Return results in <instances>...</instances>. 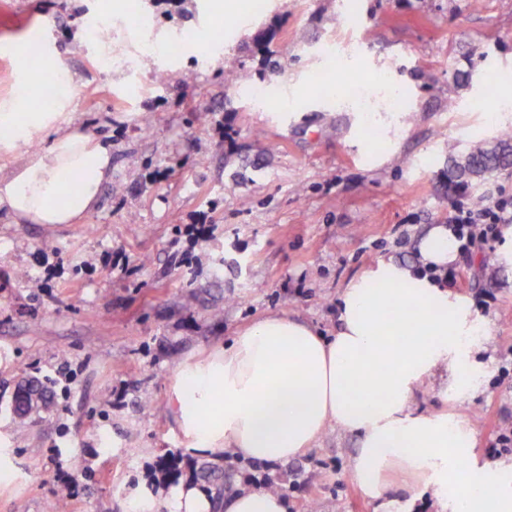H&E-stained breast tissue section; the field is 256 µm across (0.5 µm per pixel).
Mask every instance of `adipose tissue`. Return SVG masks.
Returning a JSON list of instances; mask_svg holds the SVG:
<instances>
[{
	"instance_id": "obj_1",
	"label": "adipose tissue",
	"mask_w": 512,
	"mask_h": 512,
	"mask_svg": "<svg viewBox=\"0 0 512 512\" xmlns=\"http://www.w3.org/2000/svg\"><path fill=\"white\" fill-rule=\"evenodd\" d=\"M54 79L70 95L66 70L29 71L0 100V143L17 152L0 171V210L16 224H75L91 213L112 172V144L42 111L37 97ZM419 265L379 260L340 295L338 326L324 336L307 322L273 313L230 342L177 368L169 408L184 451L283 463L310 448L328 427L355 435L351 476L370 497L390 488L392 468L413 485L454 492L450 512H512V485L475 479L464 467L475 446L471 425L453 415L414 411L416 390L450 374L458 397L477 389L471 360L480 333L468 302L439 276L458 249L438 225L419 245ZM208 493L189 481L157 495L128 498L124 512H212ZM223 512H286L279 494L239 487Z\"/></svg>"
}]
</instances>
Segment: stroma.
Returning a JSON list of instances; mask_svg holds the SVG:
<instances>
[{
  "label": "stroma",
  "mask_w": 512,
  "mask_h": 512,
  "mask_svg": "<svg viewBox=\"0 0 512 512\" xmlns=\"http://www.w3.org/2000/svg\"><path fill=\"white\" fill-rule=\"evenodd\" d=\"M241 4L219 17L213 0H119L113 13L107 0H0V98L38 46L72 79L75 124L112 142V178L80 223L14 224L0 210V448L11 460L0 512H47L64 477L71 512H122L128 495L157 492L160 459L184 456L168 409L181 362L271 312L333 334L351 279L384 258L417 262L456 203L512 199L510 170L461 186L448 169L449 145L512 130L501 105L512 0ZM103 19L118 51L105 71L91 36ZM261 33L287 59L269 63ZM159 37L167 49L150 57ZM232 58L239 82L228 87ZM502 244L454 263L465 276L451 290L482 331L479 391L457 399L439 377L414 398L470 421L475 468L499 458L496 436L512 429V266L483 263ZM214 304L223 322L209 319ZM25 379L47 382L52 399L21 421L10 403ZM356 448L331 427L288 463L224 467L244 487L279 482L288 512H442L431 493L412 498L399 471L384 500L367 496L350 474Z\"/></svg>",
  "instance_id": "35a3bbf8"
}]
</instances>
